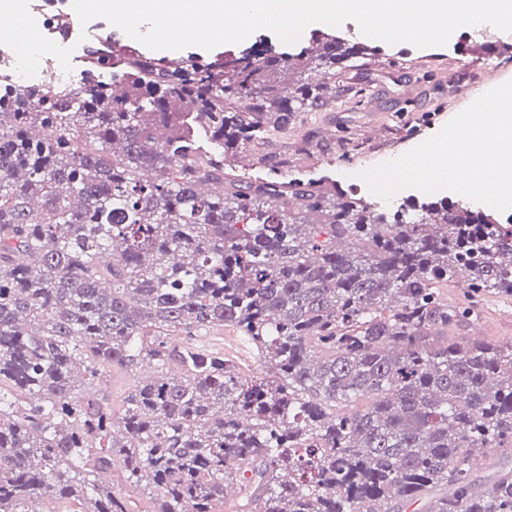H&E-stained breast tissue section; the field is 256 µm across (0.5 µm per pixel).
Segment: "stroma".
<instances>
[{
	"label": "stroma",
	"mask_w": 512,
	"mask_h": 512,
	"mask_svg": "<svg viewBox=\"0 0 512 512\" xmlns=\"http://www.w3.org/2000/svg\"><path fill=\"white\" fill-rule=\"evenodd\" d=\"M114 38L118 46L131 39L120 29L97 18L86 27L65 33L49 26L41 43L42 69L61 87L78 86L84 78L82 56L90 42ZM382 54L397 57V64L373 63L345 69L336 76V102L314 112L301 113L286 135L288 152L277 146L252 151L254 169L243 172L247 181L279 179L294 182L323 181L337 189L369 197L357 172L389 162L418 146L455 115L485 93L478 75L496 61L502 80H512V33L490 29L473 38L461 28L443 47L417 48L408 43H380ZM450 336L480 335L503 344L512 341V298L489 296L477 320L450 329ZM193 345L223 352L247 379L265 373L258 349L231 326H214L194 332ZM142 366H116L83 389L122 410L127 396L140 384Z\"/></svg>",
	"instance_id": "obj_1"
}]
</instances>
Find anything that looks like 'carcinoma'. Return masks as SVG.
<instances>
[{
  "mask_svg": "<svg viewBox=\"0 0 512 512\" xmlns=\"http://www.w3.org/2000/svg\"><path fill=\"white\" fill-rule=\"evenodd\" d=\"M375 52L322 33L203 63L105 38L77 88L0 75V385L32 397L0 391V512H130L100 481L115 466L157 491L152 512H219L231 482L234 512H512V467L482 475L488 449L512 453V343L448 341L512 296V225L224 171ZM461 275L468 302L444 303ZM217 325L265 376L173 344ZM144 361L181 373L120 413L78 396Z\"/></svg>",
  "mask_w": 512,
  "mask_h": 512,
  "instance_id": "1",
  "label": "carcinoma"
}]
</instances>
